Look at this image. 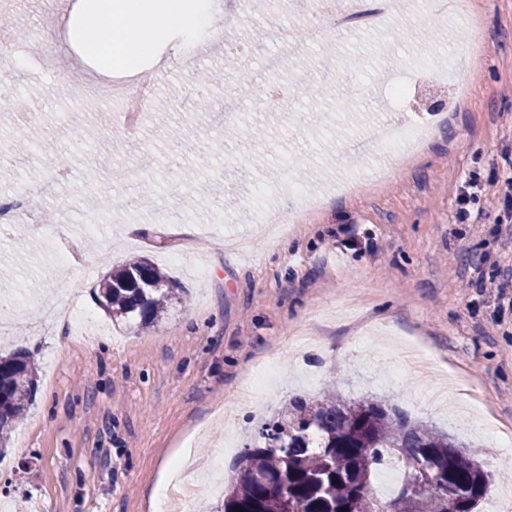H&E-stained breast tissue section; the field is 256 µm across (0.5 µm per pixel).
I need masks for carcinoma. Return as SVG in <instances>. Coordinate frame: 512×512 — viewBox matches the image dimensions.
I'll return each instance as SVG.
<instances>
[{
    "label": "carcinoma",
    "instance_id": "1",
    "mask_svg": "<svg viewBox=\"0 0 512 512\" xmlns=\"http://www.w3.org/2000/svg\"><path fill=\"white\" fill-rule=\"evenodd\" d=\"M172 297L167 277L142 258L99 285V303L112 320L140 331L162 319ZM36 393L28 357L0 356V456ZM399 458L430 463L436 482L417 486L412 504L401 489L380 503L372 479ZM491 478L447 432L410 420L385 400L354 401L331 387L314 400L296 395L261 422L214 512H474Z\"/></svg>",
    "mask_w": 512,
    "mask_h": 512
}]
</instances>
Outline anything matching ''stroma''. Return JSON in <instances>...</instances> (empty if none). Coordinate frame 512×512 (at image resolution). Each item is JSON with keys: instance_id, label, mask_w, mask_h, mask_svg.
Here are the masks:
<instances>
[{"instance_id": "1", "label": "stroma", "mask_w": 512, "mask_h": 512, "mask_svg": "<svg viewBox=\"0 0 512 512\" xmlns=\"http://www.w3.org/2000/svg\"><path fill=\"white\" fill-rule=\"evenodd\" d=\"M68 2L0 0L17 19L0 25L12 44L0 86L14 98L0 112V146L12 153L0 198L52 169L13 153L17 138L39 139L46 159H70L61 198L43 204L59 222L0 234V296L14 300L0 353L26 352L38 386L0 455L5 512H147L186 445L200 466L230 475L226 439L244 442L289 398L331 384L352 399L388 398L469 444L493 475L476 512H512V465L485 438L489 425L512 432V311L465 285L473 264L487 274L512 265V237L494 222V195L471 206L483 223L455 219L470 173H512V0H471L485 50L479 65L458 64L455 79L473 92L454 117L424 101L401 112L371 99L381 69L429 83L449 45L474 36L453 0H395L385 31L344 32L308 49L306 67L286 62L274 83L293 88L296 105L244 104L212 166L199 171L195 154L215 134L181 142L191 116L171 107L185 91L178 69L161 74L140 141L117 149L112 100L56 96L60 80L82 88L96 77L68 49ZM226 2L216 3L223 39L238 43L241 64L210 89L216 101L272 50ZM420 53L432 60L428 72L413 69ZM354 55L359 66L344 78ZM30 112L39 123H27ZM386 120L437 134L414 158L384 159L365 142ZM289 180L323 195V208L283 233L256 231L266 210L285 214ZM142 184L153 185L159 212L104 215L111 193ZM349 224L370 245L346 246ZM52 244L75 249L77 262L55 267ZM134 257L174 287L145 332L112 322L98 302L101 278ZM74 302L92 320L49 321L48 307Z\"/></svg>"}]
</instances>
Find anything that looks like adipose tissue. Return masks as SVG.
I'll return each mask as SVG.
<instances>
[{
  "label": "adipose tissue",
  "mask_w": 512,
  "mask_h": 512,
  "mask_svg": "<svg viewBox=\"0 0 512 512\" xmlns=\"http://www.w3.org/2000/svg\"><path fill=\"white\" fill-rule=\"evenodd\" d=\"M72 19L83 31L69 48L84 61L128 75L131 62L150 56L171 28L198 41L209 30L203 0H75Z\"/></svg>",
  "instance_id": "1"
}]
</instances>
